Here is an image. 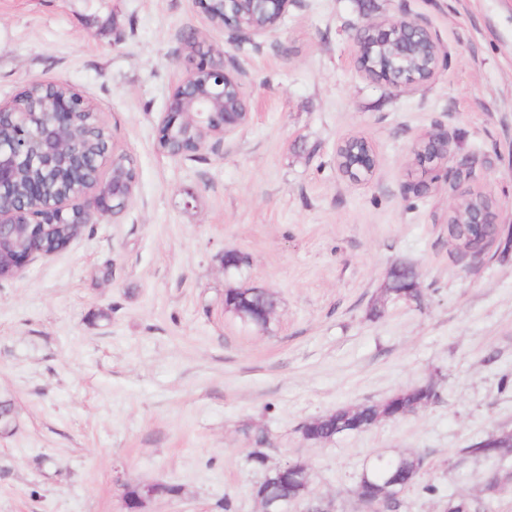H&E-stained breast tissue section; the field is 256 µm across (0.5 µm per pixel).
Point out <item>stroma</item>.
Here are the masks:
<instances>
[{
    "mask_svg": "<svg viewBox=\"0 0 512 512\" xmlns=\"http://www.w3.org/2000/svg\"><path fill=\"white\" fill-rule=\"evenodd\" d=\"M403 16L431 29L448 68L396 92L360 72L354 36ZM192 32L232 57L252 118L173 158L160 121ZM33 80L80 91L138 178L118 218L0 280V400L15 405L0 512H127L129 482L178 486L148 512H218L226 497L257 512L259 446L273 464L307 460L336 512H362L364 465L399 452L426 458L402 512L459 495L512 512V485L487 498L480 483L512 471V452L459 454L512 430V0H294L275 34L241 41L198 0H0V104ZM437 130L480 160L466 186L500 206L492 255L448 242L452 166L414 155ZM355 134L377 155L360 183L336 165ZM228 250L248 265L225 271ZM397 263L416 269L422 302L373 316ZM230 288L274 295L267 328L225 311ZM428 381L441 398L418 415L321 445L301 435Z\"/></svg>",
    "mask_w": 512,
    "mask_h": 512,
    "instance_id": "35a3bbf8",
    "label": "stroma"
}]
</instances>
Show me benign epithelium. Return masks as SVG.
Listing matches in <instances>:
<instances>
[{"instance_id": "obj_1", "label": "benign epithelium", "mask_w": 512, "mask_h": 512, "mask_svg": "<svg viewBox=\"0 0 512 512\" xmlns=\"http://www.w3.org/2000/svg\"><path fill=\"white\" fill-rule=\"evenodd\" d=\"M290 3L291 0H202V8L210 19L215 14V5H221L220 26L249 39L274 34ZM398 32L409 45L432 44L433 56L424 77L406 71L405 60L411 52L404 48L394 53L380 69L370 68L363 59H358L361 71L397 92L440 78L448 67L447 51L429 27L409 17L362 22L355 35L356 54L362 55L361 40L365 35H370L373 46L378 47L390 45ZM193 48L199 61L176 85L161 121L159 139L165 142L172 139L177 130L185 139L193 128L221 140L245 127L251 118L248 110L224 102L230 90L242 96V84L234 70L223 60H215L211 51L201 50L196 40ZM91 113L93 107L79 93L56 99L48 110L39 114L34 113V104L23 93L11 106H0V125L8 124L15 129L11 139H0V254L7 255L6 276L18 275L31 261L45 256L37 247L16 246L18 235L35 242L47 224H95L104 217L120 214L133 197L135 184L113 170V157L108 152L91 162L73 141L66 139V131ZM427 140L435 145L429 162L442 163L454 156L447 134L432 132ZM368 156L369 162H363L360 155L353 164L339 171L353 181H360L376 166L375 152H369ZM34 162L67 170L70 192L34 208L26 207L7 194L5 188L14 182L19 167ZM476 164L473 156L459 161L453 171L454 186L470 179ZM104 166L110 167L106 179L101 177Z\"/></svg>"}]
</instances>
